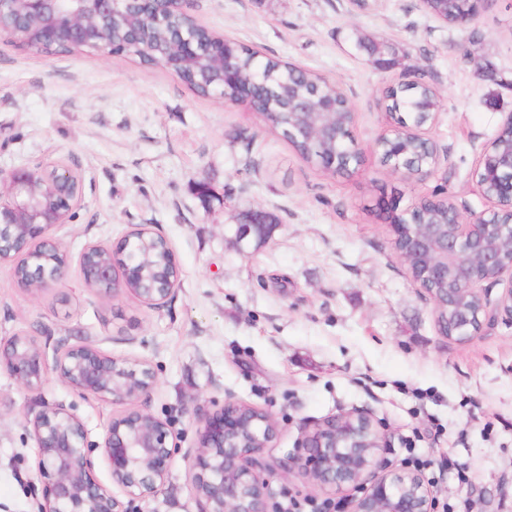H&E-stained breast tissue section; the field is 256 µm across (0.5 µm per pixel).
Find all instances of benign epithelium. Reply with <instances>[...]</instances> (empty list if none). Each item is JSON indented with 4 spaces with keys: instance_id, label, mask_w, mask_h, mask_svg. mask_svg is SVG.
Masks as SVG:
<instances>
[{
    "instance_id": "benign-epithelium-1",
    "label": "benign epithelium",
    "mask_w": 512,
    "mask_h": 512,
    "mask_svg": "<svg viewBox=\"0 0 512 512\" xmlns=\"http://www.w3.org/2000/svg\"><path fill=\"white\" fill-rule=\"evenodd\" d=\"M496 0H471L473 9L456 11L458 0H437L434 17L466 26L474 22ZM188 0H0V38L17 40L16 33L33 27L36 41L48 51L59 47L84 46L102 55L117 54L127 40L139 37L131 8L143 23L161 25L174 14H188ZM233 40L217 35L203 45L197 39L196 24L178 29L173 47L177 53L149 51L152 63L180 79L207 62L222 82H233L238 56ZM224 102L244 105L275 125L276 113L264 95L252 85L235 89H214ZM290 106L299 116L294 135L317 146L313 164L325 172L348 175L361 162L362 151L352 135L353 121L336 122V101L332 87L322 90L319 110H311L308 94H288ZM386 114L395 121L391 133L382 135L376 149L390 169L406 179L419 180L433 172L439 155L425 126L434 124L439 111L423 120L398 122L389 106ZM512 139V113L494 140L482 153L477 187L489 203L479 213L463 218L457 203L445 198L448 223L420 224L413 215L428 200L399 209L397 197L379 200L382 210L392 214L390 231L396 257L407 265L423 292L434 303L442 335L465 340L500 318L512 322V258L503 259L495 243H512V149L500 148L504 137ZM53 174L55 191L37 195L36 187ZM7 198L0 197V260L24 264L34 293L62 284L69 261L44 264L43 251L61 243L52 230L69 223L82 206L80 181L61 162L22 166L0 181ZM253 210V218L234 225L229 244L239 250L264 233L265 225ZM154 230L141 226L127 232L116 244L89 243L79 257L83 280L98 285L96 295L108 301L131 294L151 308L172 299L180 277H159L152 288H134L143 269L134 257L138 242ZM480 268L468 273L469 259ZM504 284L492 301L482 284ZM55 369L70 387L99 400L122 405L125 411L112 418L98 444L107 465L111 485L98 481L89 456L88 431L83 421L61 405H46L30 420L31 434L38 449L39 470L45 479L43 512H126L124 503L112 492L117 487L132 501L158 490L168 474L176 443L170 424L139 407L153 390L156 378L149 365L139 359L114 357L92 344L59 346L53 363L46 347L30 345L21 335L0 340V371L22 387L37 390L48 368ZM278 435L271 415L245 403L227 399L209 413L197 428L194 451L187 456L192 490L204 504L203 512H269L270 465L259 461L264 449ZM386 437L373 415L354 409L331 415L314 424L300 440L294 467L321 489L332 493L355 490L353 512H433L432 496L423 476L406 467L389 468L381 459Z\"/></svg>"
}]
</instances>
